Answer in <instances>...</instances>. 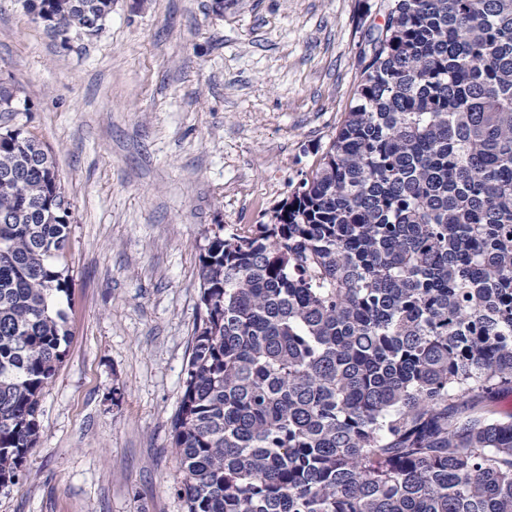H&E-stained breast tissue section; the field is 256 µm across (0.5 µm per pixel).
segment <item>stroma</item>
<instances>
[{
  "label": "stroma",
  "instance_id": "stroma-1",
  "mask_svg": "<svg viewBox=\"0 0 512 512\" xmlns=\"http://www.w3.org/2000/svg\"><path fill=\"white\" fill-rule=\"evenodd\" d=\"M385 0H113L69 44L0 0V132L51 149L71 203L66 355L0 512H186L171 421L215 232L270 223L345 118Z\"/></svg>",
  "mask_w": 512,
  "mask_h": 512
}]
</instances>
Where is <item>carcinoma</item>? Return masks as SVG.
Returning a JSON list of instances; mask_svg holds the SVG:
<instances>
[{"instance_id":"cac0c4a2","label":"carcinoma","mask_w":512,"mask_h":512,"mask_svg":"<svg viewBox=\"0 0 512 512\" xmlns=\"http://www.w3.org/2000/svg\"><path fill=\"white\" fill-rule=\"evenodd\" d=\"M65 44L112 0H23ZM272 223L214 235L172 445L186 512H512V0H388ZM0 133V487L68 341L71 211Z\"/></svg>"}]
</instances>
